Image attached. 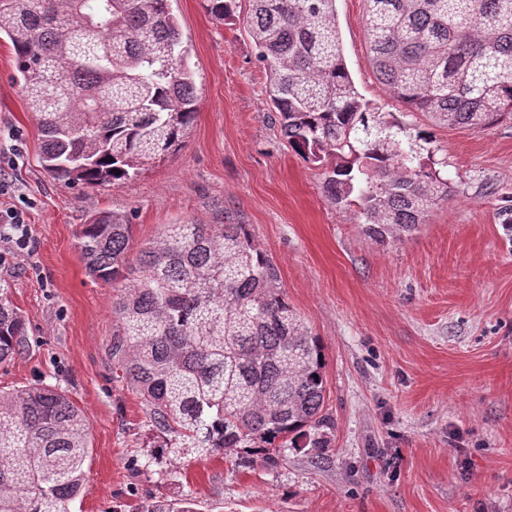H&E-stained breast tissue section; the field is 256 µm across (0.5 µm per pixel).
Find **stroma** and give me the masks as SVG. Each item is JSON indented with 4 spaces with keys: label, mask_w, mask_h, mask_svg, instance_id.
Masks as SVG:
<instances>
[{
    "label": "stroma",
    "mask_w": 512,
    "mask_h": 512,
    "mask_svg": "<svg viewBox=\"0 0 512 512\" xmlns=\"http://www.w3.org/2000/svg\"><path fill=\"white\" fill-rule=\"evenodd\" d=\"M198 113L184 147L134 180L71 187L39 163L37 121L0 40V166L29 198L30 245L0 242V281L29 321V349L0 366V389H66L89 424L84 485L69 512H117L190 495L197 512H512V120L476 132L435 127L376 78L364 0H336L344 56L363 97L408 135L426 130L451 192L411 236L378 243L357 210L333 206L317 166L282 137L248 0L219 21L204 0H173ZM100 211L127 216L133 249L166 224L247 225L280 271L291 306L325 353L323 457L276 469L193 453L148 465L162 444L139 396L113 379L114 284L89 278L75 234Z\"/></svg>",
    "instance_id": "stroma-1"
}]
</instances>
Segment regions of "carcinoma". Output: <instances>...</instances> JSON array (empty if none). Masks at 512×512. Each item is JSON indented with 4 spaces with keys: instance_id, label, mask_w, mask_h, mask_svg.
I'll return each instance as SVG.
<instances>
[{
    "instance_id": "carcinoma-1",
    "label": "carcinoma",
    "mask_w": 512,
    "mask_h": 512,
    "mask_svg": "<svg viewBox=\"0 0 512 512\" xmlns=\"http://www.w3.org/2000/svg\"><path fill=\"white\" fill-rule=\"evenodd\" d=\"M172 0H0L19 82L41 134L40 164L74 186L136 179L180 150L197 91ZM236 0H206L218 20ZM247 26L267 96L323 191L356 205L363 232L411 235L448 199L427 150L363 98L347 69L336 0H249ZM378 78L436 126L484 131L512 117V0H365ZM132 224L103 211L81 225L87 275L123 281L108 345L115 369L164 436L157 463L188 452L276 468L294 448L328 447L324 355L283 296L280 272L244 224H168L129 258ZM29 348L24 315L0 284V363ZM89 430L56 385L0 390V512H68L81 492ZM136 512H196L184 494Z\"/></svg>"
}]
</instances>
